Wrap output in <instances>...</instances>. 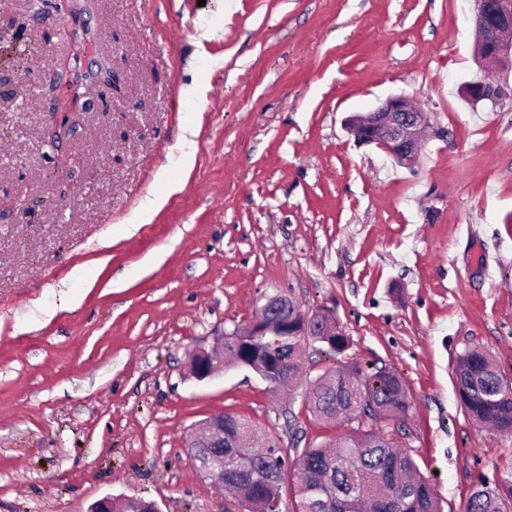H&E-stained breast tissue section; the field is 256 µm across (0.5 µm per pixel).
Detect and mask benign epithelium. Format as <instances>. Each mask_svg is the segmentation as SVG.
I'll return each instance as SVG.
<instances>
[{"label":"benign epithelium","instance_id":"benign-epithelium-1","mask_svg":"<svg viewBox=\"0 0 512 512\" xmlns=\"http://www.w3.org/2000/svg\"><path fill=\"white\" fill-rule=\"evenodd\" d=\"M476 27L475 55L480 70L500 76L491 85L476 81L459 88L460 96L472 106L489 103L495 107L512 99V85L507 74L512 71V0H474ZM347 128L362 144H374L401 166H411L418 160L422 142L431 128V113L417 105L410 97L391 94L371 110L349 117ZM300 336L309 342L311 336L336 335V320L321 310L298 311ZM190 371L199 381L224 372V336L214 345L193 353ZM188 448L224 447V414H214L187 439ZM134 505L141 512H160L156 502L138 496L114 499L106 495L89 505L86 512H117V506Z\"/></svg>","mask_w":512,"mask_h":512}]
</instances>
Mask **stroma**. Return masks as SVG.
Listing matches in <instances>:
<instances>
[{
	"label": "stroma",
	"mask_w": 512,
	"mask_h": 512,
	"mask_svg": "<svg viewBox=\"0 0 512 512\" xmlns=\"http://www.w3.org/2000/svg\"><path fill=\"white\" fill-rule=\"evenodd\" d=\"M1 26L0 512L107 494L226 512L185 447L202 420L247 417L288 455L347 432L311 416L304 385L189 375L192 351L276 292L332 311L347 361L404 381L408 415L362 423L444 512L512 471V433L455 388L475 348L512 378V101L459 97L472 0H0ZM74 31L100 94L51 145ZM191 82L203 98L182 96ZM395 93L432 116L410 167L343 126Z\"/></svg>",
	"instance_id": "obj_1"
}]
</instances>
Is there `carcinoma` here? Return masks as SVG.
Listing matches in <instances>:
<instances>
[{"mask_svg": "<svg viewBox=\"0 0 512 512\" xmlns=\"http://www.w3.org/2000/svg\"><path fill=\"white\" fill-rule=\"evenodd\" d=\"M299 306L279 294L271 313L288 322L286 336H244L224 340V363L258 375L274 388L284 387L298 370L301 337L296 315ZM331 358L347 346L344 336H313ZM456 390L467 403V413L478 422L499 429L512 425V394L498 391L499 376L489 355L473 350L455 366ZM305 403L323 422L362 416L400 418L411 402L406 386L394 372L369 374L357 364L341 365L309 381ZM251 424L224 414V487L247 512H440L429 481L417 472L409 455L372 430L357 439L341 437L336 445L320 443L296 449L295 509L274 499L282 489L288 458L276 440L267 448H242L238 434ZM464 512H512V472L493 484L482 483L465 500Z\"/></svg>", "mask_w": 512, "mask_h": 512, "instance_id": "obj_1", "label": "carcinoma"}]
</instances>
